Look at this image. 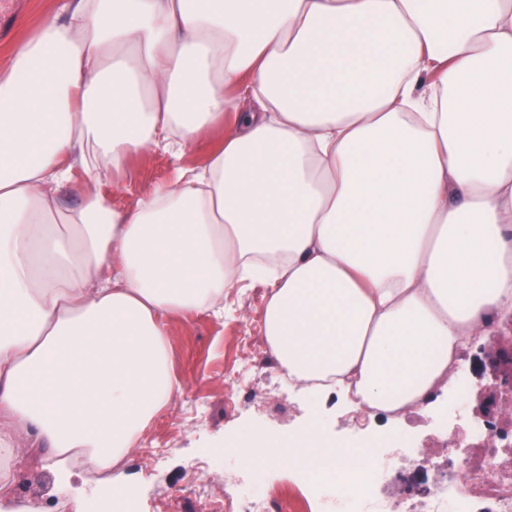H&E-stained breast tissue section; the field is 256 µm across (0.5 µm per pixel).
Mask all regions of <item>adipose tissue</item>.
<instances>
[{"label": "adipose tissue", "mask_w": 512, "mask_h": 512, "mask_svg": "<svg viewBox=\"0 0 512 512\" xmlns=\"http://www.w3.org/2000/svg\"><path fill=\"white\" fill-rule=\"evenodd\" d=\"M221 125L203 167L113 205L135 155ZM245 281L289 382L398 418L499 331L512 0H61L12 50L1 453L25 434L117 481L182 389L168 318Z\"/></svg>", "instance_id": "1"}]
</instances>
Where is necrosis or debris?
<instances>
[{
	"instance_id": "4bbe7bcc",
	"label": "necrosis or debris",
	"mask_w": 512,
	"mask_h": 512,
	"mask_svg": "<svg viewBox=\"0 0 512 512\" xmlns=\"http://www.w3.org/2000/svg\"><path fill=\"white\" fill-rule=\"evenodd\" d=\"M473 387L460 379L448 407L449 428L431 447H406L392 434L368 438L358 453L340 443L323 474L303 472L308 494L331 512H512V397L492 400L474 416ZM216 456L211 469L227 472L228 512H299L294 497L275 496L251 470L231 474Z\"/></svg>"
}]
</instances>
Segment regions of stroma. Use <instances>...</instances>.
I'll use <instances>...</instances> for the list:
<instances>
[{"instance_id": "stroma-1", "label": "stroma", "mask_w": 512, "mask_h": 512, "mask_svg": "<svg viewBox=\"0 0 512 512\" xmlns=\"http://www.w3.org/2000/svg\"><path fill=\"white\" fill-rule=\"evenodd\" d=\"M56 9L57 0H0V61ZM223 138V127L211 129L177 162L163 150H145L132 162L133 181L113 190V203L133 207L170 180L175 168L202 167ZM267 294L263 285L242 284L225 291L224 317L199 313L169 318L173 370L183 392L147 427L126 460L124 489L137 494L138 512H224V479L211 476L208 464L219 443L246 427L279 437L303 428L318 412L335 438L393 429L420 441L440 414V407L426 406L398 424L384 413L360 422L355 408L336 394L323 398L319 409L309 407L302 390L280 383L278 363L261 329ZM13 446L24 464L14 469L12 482L23 493L46 510L60 494L90 504L97 473L71 468L61 474L27 463L29 443L22 436Z\"/></svg>"}]
</instances>
